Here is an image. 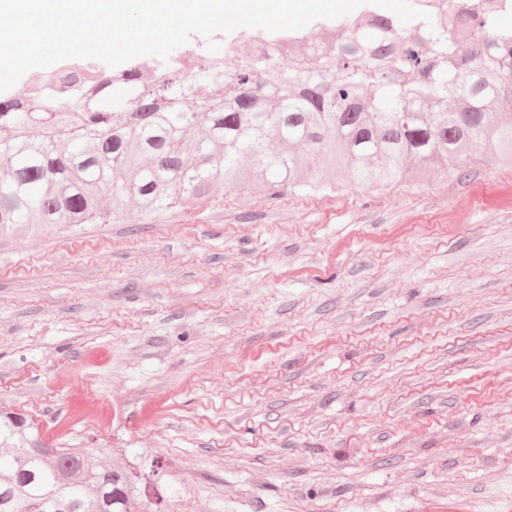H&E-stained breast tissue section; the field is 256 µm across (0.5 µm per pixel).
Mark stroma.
I'll return each mask as SVG.
<instances>
[{
  "instance_id": "obj_1",
  "label": "stroma",
  "mask_w": 512,
  "mask_h": 512,
  "mask_svg": "<svg viewBox=\"0 0 512 512\" xmlns=\"http://www.w3.org/2000/svg\"><path fill=\"white\" fill-rule=\"evenodd\" d=\"M0 408L158 512H512V166L19 230Z\"/></svg>"
}]
</instances>
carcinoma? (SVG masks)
Returning a JSON list of instances; mask_svg holds the SVG:
<instances>
[{
	"instance_id": "obj_1",
	"label": "carcinoma",
	"mask_w": 512,
	"mask_h": 512,
	"mask_svg": "<svg viewBox=\"0 0 512 512\" xmlns=\"http://www.w3.org/2000/svg\"><path fill=\"white\" fill-rule=\"evenodd\" d=\"M512 0L433 4L407 23L359 16L332 44L279 38L293 62L273 66L254 35L164 80L131 65L103 82L60 69L23 95H0V238L18 228L118 221L129 201L146 216L185 209L230 186L319 189L312 166L342 181L389 186L426 178L473 148L512 165ZM211 87L202 112L180 100ZM457 109L443 108L447 99ZM42 137H31L33 127ZM295 149L273 153L270 139ZM0 512L54 498L58 512H137L158 485L128 463L103 468L77 448L46 447L35 427L0 410Z\"/></svg>"
}]
</instances>
